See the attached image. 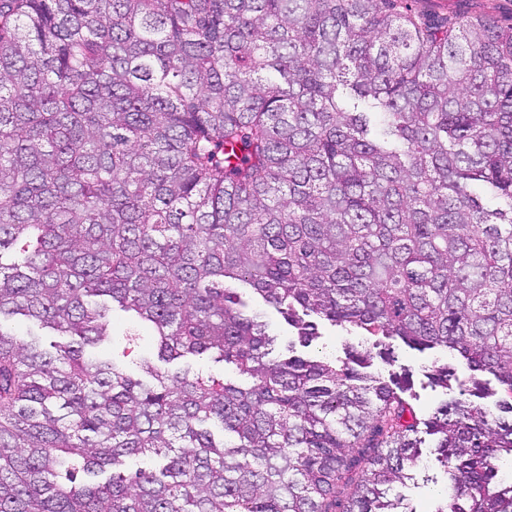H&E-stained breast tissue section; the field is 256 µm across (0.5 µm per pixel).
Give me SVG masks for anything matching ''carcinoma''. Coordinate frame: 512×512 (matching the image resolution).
<instances>
[{
  "label": "carcinoma",
  "mask_w": 512,
  "mask_h": 512,
  "mask_svg": "<svg viewBox=\"0 0 512 512\" xmlns=\"http://www.w3.org/2000/svg\"><path fill=\"white\" fill-rule=\"evenodd\" d=\"M296 330L445 348L512 414V23L409 0H0V512H512V418ZM121 310L164 362L93 352ZM37 327L18 338L3 322ZM61 340L47 346L42 331ZM319 338L308 348L296 346V354L306 357L326 358L329 360L344 358V348L351 343L361 342L364 336L359 331L331 326L328 322L319 327ZM138 330L140 333V340L137 344L132 345L131 348L127 350L128 356L123 358L127 366L135 374H138L137 362H139V359L144 356H152L156 365H158L162 371L165 370L173 373L189 364L193 370L199 371L205 376L225 378L234 382L242 381V378L238 375L236 369L232 365H227L223 362H215L214 358L210 356L193 359H180L170 363L158 361L151 342L149 328L145 325H140ZM422 455L414 472V479L402 489L405 500L403 507L412 512H433L436 506V494L443 490L447 477L443 468L435 460L433 437L422 435Z\"/></svg>",
  "instance_id": "carcinoma-1"
}]
</instances>
